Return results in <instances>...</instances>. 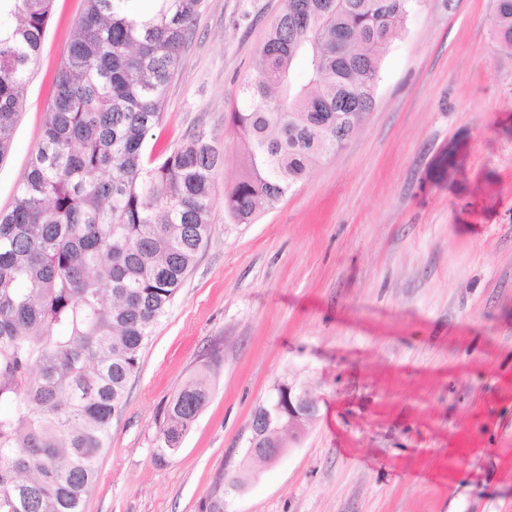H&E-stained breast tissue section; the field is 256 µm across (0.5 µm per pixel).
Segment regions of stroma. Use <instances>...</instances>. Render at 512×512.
Segmentation results:
<instances>
[{"label":"stroma","instance_id":"obj_1","mask_svg":"<svg viewBox=\"0 0 512 512\" xmlns=\"http://www.w3.org/2000/svg\"><path fill=\"white\" fill-rule=\"evenodd\" d=\"M282 0H202L148 146L202 131L223 154L212 235L140 357L85 512H512V50L493 0H416L382 57L373 109L253 223L225 188L229 125ZM84 0H53L12 144L8 210L43 135ZM212 392L157 463L173 396ZM312 424L274 462L247 455L281 383Z\"/></svg>","mask_w":512,"mask_h":512}]
</instances>
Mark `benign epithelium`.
<instances>
[{
  "label": "benign epithelium",
  "instance_id": "benign-epithelium-1",
  "mask_svg": "<svg viewBox=\"0 0 512 512\" xmlns=\"http://www.w3.org/2000/svg\"><path fill=\"white\" fill-rule=\"evenodd\" d=\"M286 392L287 403L273 397L258 416L248 446V453L258 461L272 462L284 452L283 426H288V436L295 439L316 416V401L306 390L290 385Z\"/></svg>",
  "mask_w": 512,
  "mask_h": 512
}]
</instances>
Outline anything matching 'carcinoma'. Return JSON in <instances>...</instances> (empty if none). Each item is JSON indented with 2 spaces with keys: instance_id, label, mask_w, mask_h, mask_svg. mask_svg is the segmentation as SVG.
Here are the masks:
<instances>
[{
  "instance_id": "carcinoma-1",
  "label": "carcinoma",
  "mask_w": 512,
  "mask_h": 512,
  "mask_svg": "<svg viewBox=\"0 0 512 512\" xmlns=\"http://www.w3.org/2000/svg\"><path fill=\"white\" fill-rule=\"evenodd\" d=\"M41 141L0 212V512H84L113 410L209 242L224 163L205 133L146 155L201 0H84ZM416 0H283L229 121L244 146L224 193L238 224L271 209L371 111L383 53ZM52 0H0V159ZM512 49V0H494ZM210 399L184 385L159 430L175 454Z\"/></svg>"
}]
</instances>
